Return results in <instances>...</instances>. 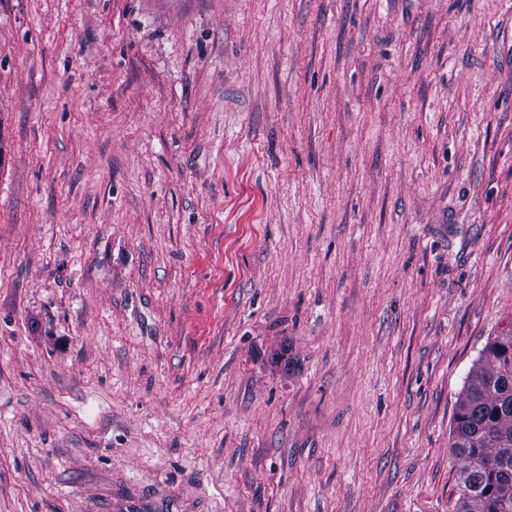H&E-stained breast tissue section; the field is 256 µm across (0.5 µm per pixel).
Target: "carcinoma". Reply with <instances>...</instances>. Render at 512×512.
Returning a JSON list of instances; mask_svg holds the SVG:
<instances>
[{"instance_id":"cac0c4a2","label":"carcinoma","mask_w":512,"mask_h":512,"mask_svg":"<svg viewBox=\"0 0 512 512\" xmlns=\"http://www.w3.org/2000/svg\"><path fill=\"white\" fill-rule=\"evenodd\" d=\"M512 441V332L483 349L458 395L451 452L459 465L453 512H512V459L499 440Z\"/></svg>"}]
</instances>
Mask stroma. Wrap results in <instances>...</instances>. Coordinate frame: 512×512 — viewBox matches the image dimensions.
<instances>
[{
  "mask_svg": "<svg viewBox=\"0 0 512 512\" xmlns=\"http://www.w3.org/2000/svg\"><path fill=\"white\" fill-rule=\"evenodd\" d=\"M512 329V0H0V512H453Z\"/></svg>",
  "mask_w": 512,
  "mask_h": 512,
  "instance_id": "stroma-1",
  "label": "stroma"
}]
</instances>
